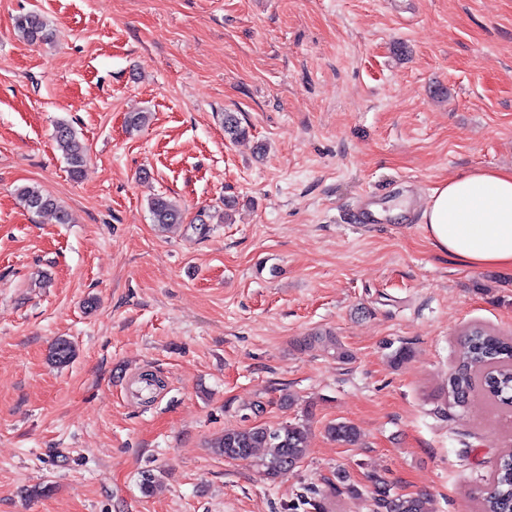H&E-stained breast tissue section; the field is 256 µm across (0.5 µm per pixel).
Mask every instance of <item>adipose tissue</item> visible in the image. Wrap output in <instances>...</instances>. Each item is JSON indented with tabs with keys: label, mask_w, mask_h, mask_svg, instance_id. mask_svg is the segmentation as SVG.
I'll use <instances>...</instances> for the list:
<instances>
[{
	"label": "adipose tissue",
	"mask_w": 512,
	"mask_h": 512,
	"mask_svg": "<svg viewBox=\"0 0 512 512\" xmlns=\"http://www.w3.org/2000/svg\"><path fill=\"white\" fill-rule=\"evenodd\" d=\"M420 221L433 247L457 264L512 269V169H477L442 182Z\"/></svg>",
	"instance_id": "adipose-tissue-1"
}]
</instances>
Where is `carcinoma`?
Masks as SVG:
<instances>
[{
  "label": "carcinoma",
  "mask_w": 512,
  "mask_h": 512,
  "mask_svg": "<svg viewBox=\"0 0 512 512\" xmlns=\"http://www.w3.org/2000/svg\"><path fill=\"white\" fill-rule=\"evenodd\" d=\"M20 37L30 43H46L53 38L48 20L38 12H29L16 19ZM224 133L233 139L246 136L237 115L224 113ZM55 143L73 179L80 177L87 162V148L68 124L59 122L55 128ZM20 203L30 212H50L61 224L70 221L68 212L57 199L41 187L32 185L18 189ZM152 223L168 230L184 221L183 211L176 202L157 195L148 203ZM76 354L73 343L58 338L50 352L51 361L66 365ZM481 383L488 397L497 405L512 408V338L500 336L482 326H474L463 335L457 352V366L448 375V400L457 407L467 405ZM308 420H297L278 427L254 425L245 428H226L212 448L228 459L255 462L268 479L281 471L293 468L308 453ZM328 437L345 446L358 443L356 428L345 421L330 423ZM266 453L258 455L260 449ZM376 497L375 512H433L432 500L426 493L399 495L391 492L389 481L382 475L372 477ZM481 512H512V450L503 453L495 462L492 476L481 490Z\"/></svg>",
  "instance_id": "cac0c4a2"
}]
</instances>
